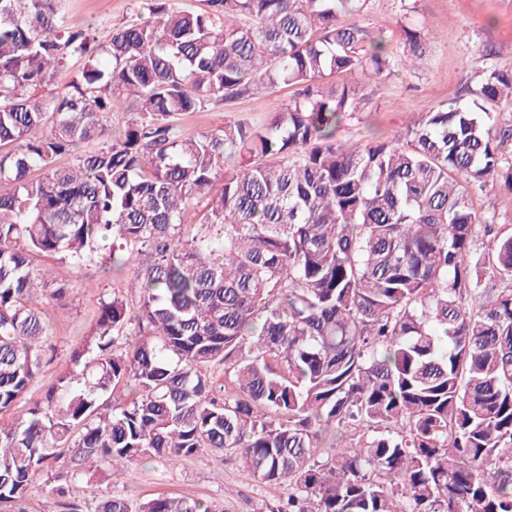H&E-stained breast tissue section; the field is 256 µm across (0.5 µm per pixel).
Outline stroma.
<instances>
[{
	"label": "stroma",
	"mask_w": 512,
	"mask_h": 512,
	"mask_svg": "<svg viewBox=\"0 0 512 512\" xmlns=\"http://www.w3.org/2000/svg\"><path fill=\"white\" fill-rule=\"evenodd\" d=\"M140 0H68V15L76 23H95L100 37L114 24L139 18ZM413 20L426 43V54L412 71L396 70L370 84L363 111L338 129V140L354 143L368 131L390 135L405 128L416 112L431 106L466 103L475 74L487 67L512 72V0H368L358 21L370 30H382L390 48L403 38L405 20ZM297 95L293 86L254 93L231 109L208 108L187 112L179 123L185 134L197 135L217 123L244 121L263 124ZM477 208L489 223L512 227V192L500 182L488 183L475 196ZM109 247H100L92 266L71 277L63 307H51L52 348L42 365L40 380L28 401L41 398L45 385L70 366L72 352L86 342L99 315L103 298L126 291L127 275L110 273ZM125 494L148 500L163 494L223 501L226 512H268L287 497L288 484L267 485L240 462L212 454L188 458L178 467L160 460L131 463Z\"/></svg>",
	"instance_id": "35a3bbf8"
}]
</instances>
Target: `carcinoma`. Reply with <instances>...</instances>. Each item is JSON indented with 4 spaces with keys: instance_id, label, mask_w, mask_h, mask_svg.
<instances>
[{
    "instance_id": "1",
    "label": "carcinoma",
    "mask_w": 512,
    "mask_h": 512,
    "mask_svg": "<svg viewBox=\"0 0 512 512\" xmlns=\"http://www.w3.org/2000/svg\"><path fill=\"white\" fill-rule=\"evenodd\" d=\"M206 2L143 0L148 21L102 43L66 0H0V512L53 462L70 485L43 512H79L82 477L208 452L289 484L271 512H512V231L474 201L512 191V72L343 143L370 83L422 59L420 33L389 51L353 19L366 0ZM282 85L299 95L266 125L178 123ZM108 238L131 297L100 301L26 407L66 292L31 259L60 254L70 276ZM93 512L224 505L115 492Z\"/></svg>"
}]
</instances>
